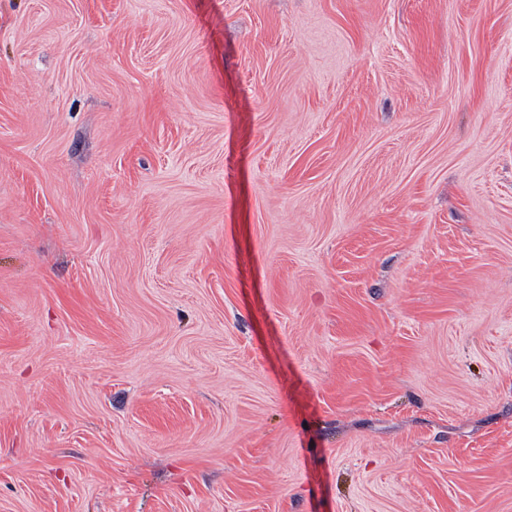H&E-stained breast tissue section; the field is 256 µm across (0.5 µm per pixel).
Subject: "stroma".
<instances>
[{"instance_id": "1", "label": "stroma", "mask_w": 512, "mask_h": 512, "mask_svg": "<svg viewBox=\"0 0 512 512\" xmlns=\"http://www.w3.org/2000/svg\"><path fill=\"white\" fill-rule=\"evenodd\" d=\"M0 512H512V0H0Z\"/></svg>"}]
</instances>
